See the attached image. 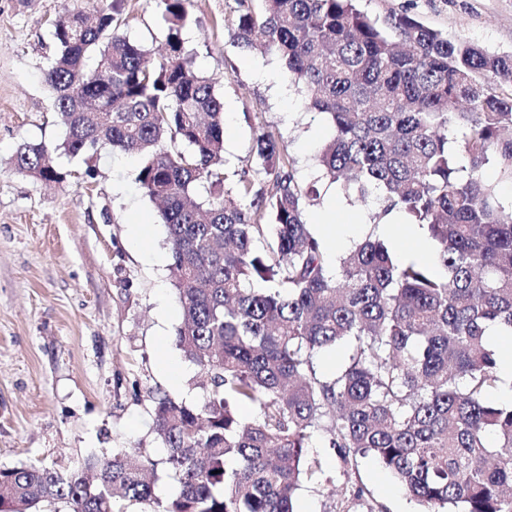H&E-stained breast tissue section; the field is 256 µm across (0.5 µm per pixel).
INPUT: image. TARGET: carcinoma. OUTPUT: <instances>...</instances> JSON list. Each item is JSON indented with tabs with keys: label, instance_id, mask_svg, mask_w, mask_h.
<instances>
[{
	"label": "carcinoma",
	"instance_id": "1",
	"mask_svg": "<svg viewBox=\"0 0 512 512\" xmlns=\"http://www.w3.org/2000/svg\"><path fill=\"white\" fill-rule=\"evenodd\" d=\"M186 2L156 0L169 47L157 63L120 31L118 0L65 11L43 71L65 137L25 143L14 161L61 183L58 154L84 158L89 178L102 149L139 158L135 180L167 229L177 346L207 375L206 397L153 398L160 463L114 448L67 473L0 468V512H114L117 498L151 512H295L321 473L308 455L321 432L345 464L391 470L428 512H512V405L487 399L499 354L485 340L491 324L512 336V212L497 190L512 182V54L406 13L371 18L357 0H261L260 12L236 0L233 41L279 56L331 136L311 184L262 127L254 173L231 176L224 99L181 38ZM324 179L354 206L384 191L372 232L333 266L306 219ZM394 212L423 230L431 260L389 251L378 228ZM342 344L348 361L318 377L314 356ZM160 464L179 488L167 500Z\"/></svg>",
	"mask_w": 512,
	"mask_h": 512
}]
</instances>
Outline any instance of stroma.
<instances>
[{
  "mask_svg": "<svg viewBox=\"0 0 512 512\" xmlns=\"http://www.w3.org/2000/svg\"><path fill=\"white\" fill-rule=\"evenodd\" d=\"M369 16L408 13L448 36L512 54V0H361ZM93 0H0V467L52 464L66 470L91 454L137 448L155 460L167 449L153 431L151 393L187 403L205 397L200 369L176 344L181 309L169 278L166 229L135 180L138 160L104 150L92 162L59 155L66 180L48 184L19 173L24 143H57L65 129L43 71L54 54L51 23ZM182 32L196 65L224 98V154L232 170L254 169V126L281 141L298 177L317 175L315 155L328 136L323 115L288 82L284 63L233 43L236 0H188ZM124 32L165 53L167 32L154 0H122ZM94 165L96 179L82 174ZM358 207L334 194L325 208L336 233L359 239L379 206ZM174 361L178 383L166 368ZM310 453L318 483L297 494L298 512H422L392 474L372 459L347 467L318 434ZM363 497H355L356 486Z\"/></svg>",
  "mask_w": 512,
  "mask_h": 512,
  "instance_id": "obj_1",
  "label": "stroma"
}]
</instances>
